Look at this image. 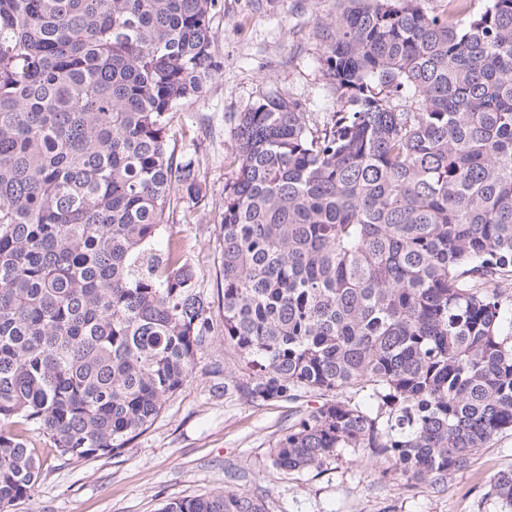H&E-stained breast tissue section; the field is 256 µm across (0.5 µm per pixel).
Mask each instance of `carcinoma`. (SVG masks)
<instances>
[{
	"instance_id": "1",
	"label": "carcinoma",
	"mask_w": 512,
	"mask_h": 512,
	"mask_svg": "<svg viewBox=\"0 0 512 512\" xmlns=\"http://www.w3.org/2000/svg\"><path fill=\"white\" fill-rule=\"evenodd\" d=\"M327 24L336 111L239 113L224 184V344L252 401L296 403L272 464L367 448L440 485L512 432V0L429 13L347 0ZM218 0H0V512L41 462L116 455L214 333L179 243L177 108L216 71ZM352 391L349 397L344 391ZM489 494L512 507V471ZM161 512H267L244 493Z\"/></svg>"
}]
</instances>
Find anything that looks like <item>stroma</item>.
Returning a JSON list of instances; mask_svg holds the SVG:
<instances>
[{
  "label": "stroma",
  "mask_w": 512,
  "mask_h": 512,
  "mask_svg": "<svg viewBox=\"0 0 512 512\" xmlns=\"http://www.w3.org/2000/svg\"><path fill=\"white\" fill-rule=\"evenodd\" d=\"M339 8V0H220L213 19L219 67L170 131L177 156L198 164L205 194L196 205L176 192L170 232L195 266L215 334L192 377L120 454L64 462L44 437L32 436L41 474L34 494L9 512H160L168 500L212 492L262 496L268 512H503L488 490L512 470V434L481 449L440 488L380 480L379 464L362 448L342 449L320 469L287 473L272 466L270 449L293 420L288 403L253 402L235 388L244 374L224 346L220 291L234 119L271 92L310 112L333 111L320 26Z\"/></svg>",
  "instance_id": "stroma-1"
}]
</instances>
